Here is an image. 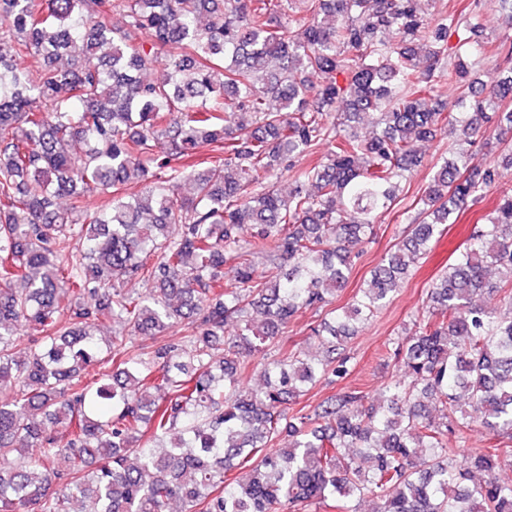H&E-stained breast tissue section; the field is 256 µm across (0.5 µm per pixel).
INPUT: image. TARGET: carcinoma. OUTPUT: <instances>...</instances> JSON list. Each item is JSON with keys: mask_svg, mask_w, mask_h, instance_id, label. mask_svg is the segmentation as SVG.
Masks as SVG:
<instances>
[{"mask_svg": "<svg viewBox=\"0 0 512 512\" xmlns=\"http://www.w3.org/2000/svg\"><path fill=\"white\" fill-rule=\"evenodd\" d=\"M303 2L298 38L278 20L282 0H0V512H71L79 499L82 512L173 501L295 512L315 500L358 512L369 495L376 512H512V483L495 474L512 462V39L494 48L509 67L485 98L461 95L447 112L439 84L470 86L478 59L469 40L450 52L448 39L477 32L472 17L436 20L426 0ZM155 64L161 82L142 77ZM362 115L380 132L359 135ZM446 126L500 161L470 172L448 145L407 234L350 306L331 307L353 247L421 164L412 144ZM204 146L213 154L197 171L188 161ZM294 153L310 162L284 195L270 181ZM491 186L486 223L386 347L404 379L369 401L350 389L312 417L289 413L309 387L350 374L357 324ZM93 192L109 202L91 212ZM484 292L498 309L478 303ZM309 309L330 314L313 328L323 355L284 350L260 363L261 389L240 391L255 356ZM103 318L117 328L105 346ZM229 320L239 330L226 337ZM181 321L187 334L167 340ZM22 322L36 336L18 360ZM28 409L62 428L47 432ZM476 424L488 446L461 457ZM285 432L288 447H275Z\"/></svg>", "mask_w": 512, "mask_h": 512, "instance_id": "carcinoma-1", "label": "carcinoma"}]
</instances>
